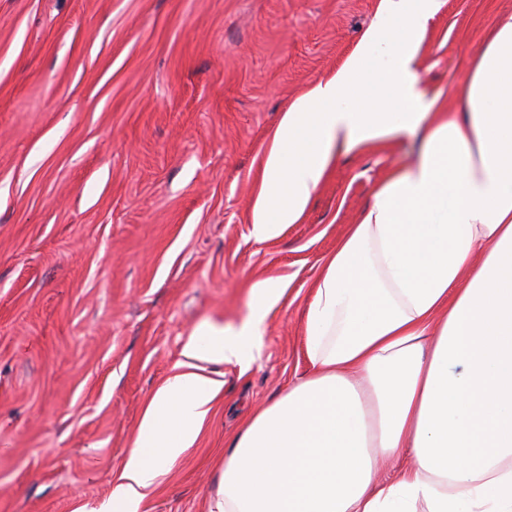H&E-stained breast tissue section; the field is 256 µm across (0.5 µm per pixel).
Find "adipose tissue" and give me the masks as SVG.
Listing matches in <instances>:
<instances>
[{
  "mask_svg": "<svg viewBox=\"0 0 512 512\" xmlns=\"http://www.w3.org/2000/svg\"><path fill=\"white\" fill-rule=\"evenodd\" d=\"M439 6L379 0L343 65L272 133L259 241L301 220L339 157L403 132L424 152L387 173L325 258L305 320L314 371L245 423L208 512H512V13L466 60L452 111L419 76ZM284 293L254 281L240 326L193 333L98 512H139L224 394L205 363L249 364ZM403 450L397 479H377L378 457Z\"/></svg>",
  "mask_w": 512,
  "mask_h": 512,
  "instance_id": "obj_1",
  "label": "adipose tissue"
}]
</instances>
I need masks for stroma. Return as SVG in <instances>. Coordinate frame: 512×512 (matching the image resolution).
Listing matches in <instances>:
<instances>
[{
	"label": "stroma",
	"instance_id": "obj_1",
	"mask_svg": "<svg viewBox=\"0 0 512 512\" xmlns=\"http://www.w3.org/2000/svg\"><path fill=\"white\" fill-rule=\"evenodd\" d=\"M378 0H0V512L109 499L147 399L200 325H237L254 279L287 292L248 369L140 512H206L247 417L306 378L323 260L404 133L337 160L303 221L259 241L268 139L336 71ZM512 0H441L420 78L450 92Z\"/></svg>",
	"mask_w": 512,
	"mask_h": 512
}]
</instances>
